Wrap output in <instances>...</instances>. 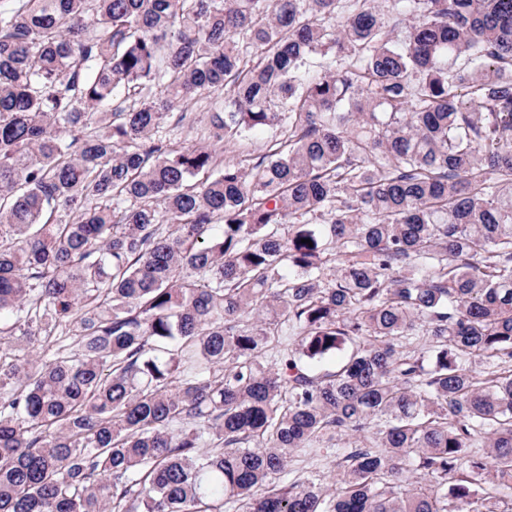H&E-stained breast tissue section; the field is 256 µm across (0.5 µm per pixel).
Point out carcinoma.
<instances>
[{"label": "carcinoma", "mask_w": 512, "mask_h": 512, "mask_svg": "<svg viewBox=\"0 0 512 512\" xmlns=\"http://www.w3.org/2000/svg\"><path fill=\"white\" fill-rule=\"evenodd\" d=\"M6 2L0 512H512V0ZM318 474L321 475L324 483L331 486L334 484L339 473L338 456L335 448H321L318 450Z\"/></svg>", "instance_id": "cac0c4a2"}]
</instances>
